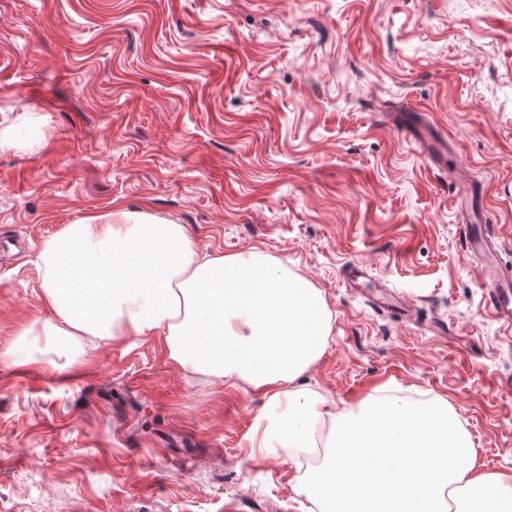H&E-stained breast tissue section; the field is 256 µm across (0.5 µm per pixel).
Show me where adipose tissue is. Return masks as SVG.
Returning a JSON list of instances; mask_svg holds the SVG:
<instances>
[{"instance_id":"1","label":"adipose tissue","mask_w":512,"mask_h":512,"mask_svg":"<svg viewBox=\"0 0 512 512\" xmlns=\"http://www.w3.org/2000/svg\"><path fill=\"white\" fill-rule=\"evenodd\" d=\"M55 341L163 337L170 359L264 401L252 445L299 461L329 429L333 450L311 469L324 512H512V480L474 468L454 409L362 400L334 410L300 378L325 352L321 291L256 252L199 256L182 225L119 207L65 225L40 254Z\"/></svg>"}]
</instances>
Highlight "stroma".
Listing matches in <instances>:
<instances>
[{"label": "stroma", "mask_w": 512, "mask_h": 512, "mask_svg": "<svg viewBox=\"0 0 512 512\" xmlns=\"http://www.w3.org/2000/svg\"><path fill=\"white\" fill-rule=\"evenodd\" d=\"M447 139L434 166L388 113ZM0 512H313L299 467L252 446L261 397L155 337L30 346L38 263L116 207L198 254L257 251L322 291L336 407L444 399L477 465L512 478V328L462 224L484 200L512 268V0H0ZM365 264L407 320L346 288Z\"/></svg>", "instance_id": "stroma-1"}]
</instances>
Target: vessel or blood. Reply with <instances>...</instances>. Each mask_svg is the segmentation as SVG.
<instances>
[{
	"label": "vessel or blood",
	"mask_w": 512,
	"mask_h": 512,
	"mask_svg": "<svg viewBox=\"0 0 512 512\" xmlns=\"http://www.w3.org/2000/svg\"><path fill=\"white\" fill-rule=\"evenodd\" d=\"M462 232L466 248L484 259L480 285L486 290L493 314L501 323L512 326V271L499 268L486 225L466 224Z\"/></svg>",
	"instance_id": "vessel-or-blood-1"
}]
</instances>
